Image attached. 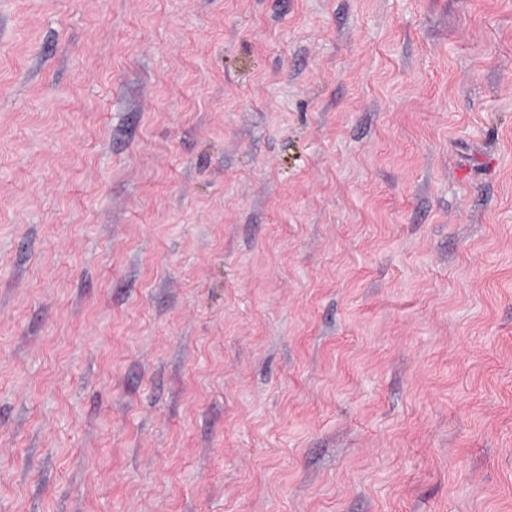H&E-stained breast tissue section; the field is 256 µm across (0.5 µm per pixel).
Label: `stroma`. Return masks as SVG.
<instances>
[{
  "instance_id": "stroma-1",
  "label": "stroma",
  "mask_w": 512,
  "mask_h": 512,
  "mask_svg": "<svg viewBox=\"0 0 512 512\" xmlns=\"http://www.w3.org/2000/svg\"><path fill=\"white\" fill-rule=\"evenodd\" d=\"M0 512H512V0H0Z\"/></svg>"
}]
</instances>
